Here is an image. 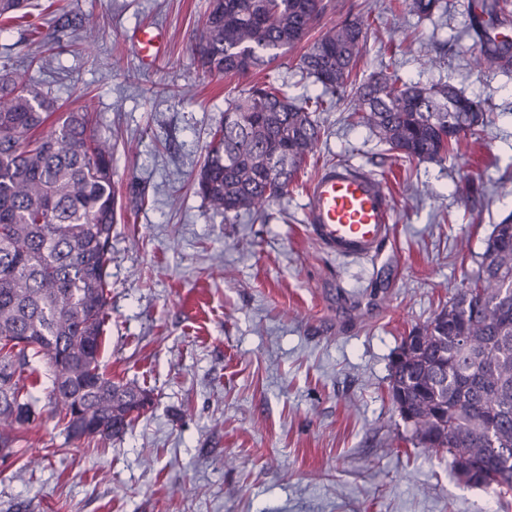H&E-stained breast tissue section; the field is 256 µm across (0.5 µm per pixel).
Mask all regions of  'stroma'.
Segmentation results:
<instances>
[{"label": "stroma", "mask_w": 512, "mask_h": 512, "mask_svg": "<svg viewBox=\"0 0 512 512\" xmlns=\"http://www.w3.org/2000/svg\"><path fill=\"white\" fill-rule=\"evenodd\" d=\"M35 29L0 34V69L60 111L87 109L112 144L117 216L101 361L150 391L120 437L69 443L51 414L0 454V512H502L491 490L427 457L388 393L404 337L464 288L494 224L512 214V73L470 65L468 0L421 19L401 0H334L325 25L362 15L357 76L381 58L403 80L450 83L487 126L446 160L409 161L325 113L314 157L268 218L213 214L193 178L228 97L258 80L319 92L298 52L263 74L208 76L189 46L209 0H39ZM96 23L87 37L82 23ZM163 33L141 66L136 35ZM56 34L44 52L38 40ZM381 178L395 224L380 261L320 247L306 189L323 166Z\"/></svg>", "instance_id": "obj_1"}]
</instances>
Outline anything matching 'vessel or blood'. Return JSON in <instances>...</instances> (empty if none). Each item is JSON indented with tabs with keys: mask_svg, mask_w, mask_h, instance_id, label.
Masks as SVG:
<instances>
[{
	"mask_svg": "<svg viewBox=\"0 0 512 512\" xmlns=\"http://www.w3.org/2000/svg\"><path fill=\"white\" fill-rule=\"evenodd\" d=\"M305 222L336 256L375 258L388 239L394 210L384 183L360 166L336 165L307 187Z\"/></svg>",
	"mask_w": 512,
	"mask_h": 512,
	"instance_id": "obj_1",
	"label": "vessel or blood"
}]
</instances>
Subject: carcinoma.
I'll return each instance as SVG.
<instances>
[{
	"label": "carcinoma",
	"mask_w": 512,
	"mask_h": 512,
	"mask_svg": "<svg viewBox=\"0 0 512 512\" xmlns=\"http://www.w3.org/2000/svg\"><path fill=\"white\" fill-rule=\"evenodd\" d=\"M32 8V0H0V29L23 23ZM409 8L429 18L442 0H409ZM326 9L324 0H211L191 51L210 74L263 71L307 40ZM511 16L512 0L475 6L478 72L512 71V51L487 34ZM366 38L358 16L320 32L298 62L321 86L314 96L297 101L285 85L262 82L228 99L194 178L224 222L268 216L314 155L321 113L344 99L351 125L409 161L441 162L487 125L480 103L454 85L408 83L391 63L351 79ZM55 111L52 98L0 71L1 449L43 414L38 378L20 385L36 357L52 373L48 403L69 443L122 435L152 401L146 389L112 380L99 361L112 288V147L88 112ZM417 332L419 343L398 347L388 384L396 410L411 420V443L448 457L459 480L511 505L512 215L494 225L469 286Z\"/></svg>",
	"instance_id": "cac0c4a2"
}]
</instances>
